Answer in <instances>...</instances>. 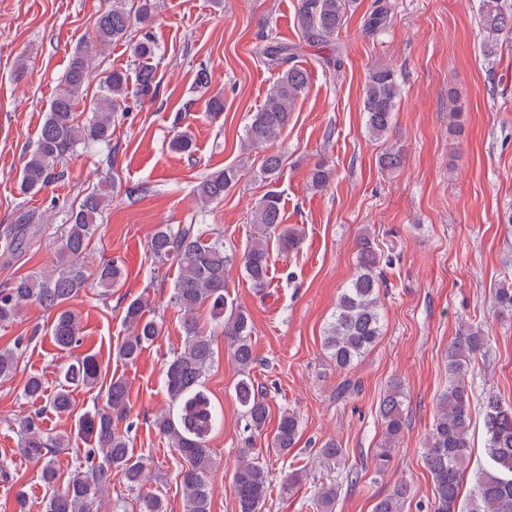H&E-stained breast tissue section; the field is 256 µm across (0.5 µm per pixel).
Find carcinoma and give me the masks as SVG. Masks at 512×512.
Wrapping results in <instances>:
<instances>
[{
    "label": "carcinoma",
    "mask_w": 512,
    "mask_h": 512,
    "mask_svg": "<svg viewBox=\"0 0 512 512\" xmlns=\"http://www.w3.org/2000/svg\"><path fill=\"white\" fill-rule=\"evenodd\" d=\"M352 0H299L297 28L309 43L325 42L335 37L344 23L347 6ZM157 8V0H137L135 10L117 2L99 13L94 21L95 41L101 48L116 41H128L129 50L138 61L135 73L112 69L95 74L93 56L76 49L69 60L62 88L49 105L38 136L36 148L23 164L18 188L21 194L36 193L54 180V166L74 154L80 144L110 145L112 117L127 109V102L152 101L158 93L152 60L156 47L147 35L132 39L136 24L148 23ZM482 25L485 49L492 51L503 35H512V12L503 10L499 0H482ZM297 46L282 42L262 45L258 54L268 68L278 71L264 103L252 113L245 129L250 149L265 148L287 126L294 105L308 83L307 72L295 65ZM99 77L100 95L89 107L91 118L79 120V103L85 87ZM401 87L395 71L378 65L371 69L365 85L363 111L369 135L376 140L388 139ZM171 149L180 154L194 151L191 136L185 132L174 136ZM405 162L401 147L390 145L378 156V166L390 172ZM283 167V156L270 152L263 156L256 176L262 181L275 179ZM245 161L205 176L195 186L194 195L201 207L224 198V192L235 185ZM333 176L327 161L318 160L309 173V185L315 191L326 188ZM112 202L105 189L88 192L80 202L66 211L56 247L57 261L48 271L34 272L13 280L0 289V323L12 321L29 304H35L54 315L52 336L61 349L80 344L79 318L68 307L94 280L101 295L106 296L123 276V268L113 262L89 272L85 264L89 245L99 230L96 224ZM36 223L35 213L24 211L7 235L8 249L14 254L30 247L34 236L30 225ZM252 233L242 258L224 244V236L211 232L202 224H161L151 237V258L159 263L172 262L177 267L170 301L178 309L184 334L183 346L165 362L164 383L169 398L168 410L154 420V428L180 458L177 478L182 488L184 512H211L214 495L213 474L216 458L209 448V437L220 422L204 385L206 373L215 360L212 339L198 316L207 306L211 321L224 328L231 360L242 378L235 387V398L251 435L238 449L232 473V488L238 512H265L272 485V471L262 462L263 452L253 441L254 434L264 432L269 422L267 389L250 375L255 361L252 347L253 321L250 314L236 305L228 291L230 273L235 264L251 287L262 292L269 285L270 244L282 253L297 249L301 234L283 222L281 194L269 190L263 194L250 215ZM357 268L348 284L341 289L324 336V345L336 368L351 367L378 340L381 333L379 288L382 266L392 258L378 251L369 232L357 242ZM144 298H135L125 307L123 322L127 335L116 346V357L133 362L143 349L154 344L161 335L162 324L146 314ZM490 336L482 326L463 323L448 347V386L435 400V415L425 439L424 464L434 485L430 512H512V403H505L495 394L483 402V426L486 435V467L475 482L469 499L461 503L460 494L465 472L471 461L469 433L471 428L472 392L465 382L467 373L488 346ZM23 339L12 349L0 350V380H8L16 372ZM101 379L100 364L87 354L69 365L63 380L50 395L45 394L41 377L31 375L24 386V395L45 399V406L57 414L68 413L74 406L72 386L93 387ZM402 385L393 381L380 399L378 412L385 427V436L373 457L376 471L385 470L391 460V448L405 425ZM129 387L125 380H110L102 407L84 421L77 435L94 441L78 460L65 482H60L51 456L58 448L72 442L70 435H51L28 416L18 423L19 451L41 463L42 481L53 487L45 512H96L112 485V474H118L132 489H142L151 481V469L134 458L127 432L118 423L127 418ZM300 417L284 412L277 421L266 452L282 458L298 442ZM309 465L293 467L281 483L286 493L307 482ZM336 483H322L314 493V505L326 512L335 502ZM410 496V487L401 483L380 499L374 512H403ZM139 512H166L164 501L148 491L139 498Z\"/></svg>",
    "instance_id": "1"
}]
</instances>
